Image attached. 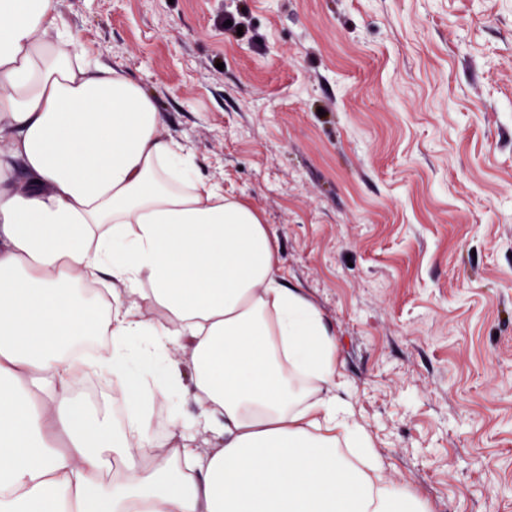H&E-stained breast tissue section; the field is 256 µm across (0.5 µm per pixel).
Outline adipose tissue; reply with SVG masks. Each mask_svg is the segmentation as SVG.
Instances as JSON below:
<instances>
[{
  "mask_svg": "<svg viewBox=\"0 0 512 512\" xmlns=\"http://www.w3.org/2000/svg\"><path fill=\"white\" fill-rule=\"evenodd\" d=\"M162 124L55 0H0V512H429L267 224ZM90 372L121 419L76 395Z\"/></svg>",
  "mask_w": 512,
  "mask_h": 512,
  "instance_id": "adipose-tissue-1",
  "label": "adipose tissue"
}]
</instances>
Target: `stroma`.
Wrapping results in <instances>:
<instances>
[{
  "label": "stroma",
  "instance_id": "1",
  "mask_svg": "<svg viewBox=\"0 0 512 512\" xmlns=\"http://www.w3.org/2000/svg\"><path fill=\"white\" fill-rule=\"evenodd\" d=\"M57 8L261 214L388 479L512 512V0Z\"/></svg>",
  "mask_w": 512,
  "mask_h": 512
}]
</instances>
